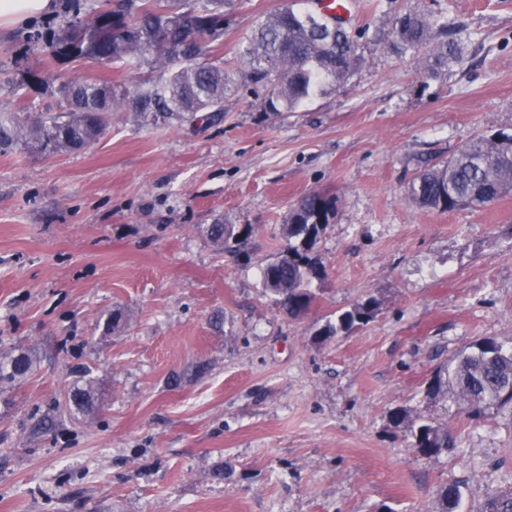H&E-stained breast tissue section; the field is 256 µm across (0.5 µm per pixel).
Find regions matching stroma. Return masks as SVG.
Wrapping results in <instances>:
<instances>
[{
  "instance_id": "obj_1",
  "label": "stroma",
  "mask_w": 512,
  "mask_h": 512,
  "mask_svg": "<svg viewBox=\"0 0 512 512\" xmlns=\"http://www.w3.org/2000/svg\"><path fill=\"white\" fill-rule=\"evenodd\" d=\"M97 0L0 29V109L42 112L26 71L129 81L124 68L56 64L32 38ZM283 0H240L224 59ZM361 65L294 112L227 98L224 116L142 124L116 112L89 149L0 154V358L33 373L0 384V512H459L512 491V408L468 418L426 397L438 366L483 337L512 342V193L481 209L420 207L407 185L477 135L512 133V0H355ZM444 11L467 63L422 80L384 39L389 8ZM313 190L338 198L315 254L325 278L293 318L265 293L283 225ZM213 224L234 227L222 246ZM375 318L318 340L366 296ZM132 313L109 332L113 309ZM95 410L63 413L81 377ZM447 428L424 456L388 416Z\"/></svg>"
}]
</instances>
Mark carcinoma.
<instances>
[{"label":"carcinoma","mask_w":512,"mask_h":512,"mask_svg":"<svg viewBox=\"0 0 512 512\" xmlns=\"http://www.w3.org/2000/svg\"><path fill=\"white\" fill-rule=\"evenodd\" d=\"M234 0H112L88 18L69 20L49 40L52 53L99 69L114 64L138 73L132 82L92 80L40 70L26 83L42 88L57 83L63 106L58 112L0 111V153L18 148L30 152L68 153L93 145L118 110L133 112L146 125L173 115L192 122L204 113L220 120L224 98L242 89L262 98L269 112H291L336 88L358 67V49L369 28L331 27V17L308 7L307 0H284L243 37L235 53L237 82L224 58L206 47L224 43L226 16ZM390 49L399 56L425 51L424 79H436L465 61L461 40L448 36L442 12L413 8L392 10L387 19ZM512 190V134L495 132L470 139L450 158L420 171L408 184V197L421 207L445 211L480 208ZM336 197L313 191L302 197L284 225L288 247L263 272V286L288 314H306L324 279L314 256L324 225L336 215ZM379 303L369 297L329 320L318 332L326 340L347 335L370 322ZM33 359L20 353L0 362V381L26 377ZM91 383L74 387L67 406L79 412L93 408ZM426 396L455 404L480 418L512 406V347L484 337L438 368ZM389 420L411 447L425 456L448 449V430L404 408ZM461 495L455 485L442 487L435 512H454ZM483 512H512V493L495 492Z\"/></svg>","instance_id":"cac0c4a2"}]
</instances>
